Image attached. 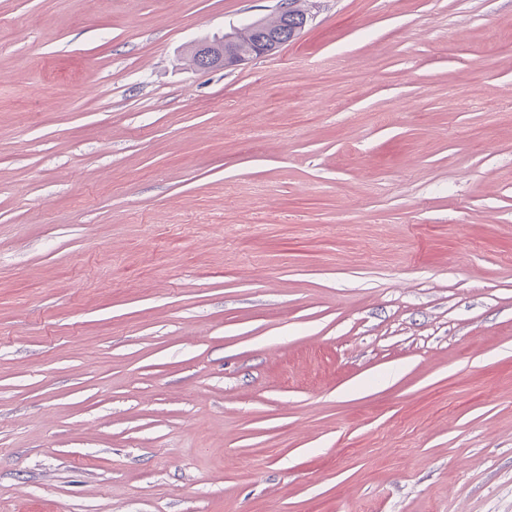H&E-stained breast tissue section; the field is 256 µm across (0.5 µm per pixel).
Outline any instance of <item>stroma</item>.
I'll return each instance as SVG.
<instances>
[{
	"label": "stroma",
	"mask_w": 512,
	"mask_h": 512,
	"mask_svg": "<svg viewBox=\"0 0 512 512\" xmlns=\"http://www.w3.org/2000/svg\"><path fill=\"white\" fill-rule=\"evenodd\" d=\"M280 3L0 0V512H512V0ZM292 7L290 3L282 1L279 12H288L252 21L242 28L234 30L231 33L232 40L226 44L227 52L245 53L251 49L256 41L265 38L277 43L274 51L276 53L280 47L295 40L303 31L301 28L297 30L298 33L293 39H289V35L294 32V28L302 25L300 15L303 11V5ZM272 54L271 43L262 42L258 43L257 47L248 55L239 54L238 56H232L224 53V38L206 43H198L192 49V57L200 62L213 66V68L240 66L252 61L255 56L265 57ZM194 58L192 61L196 66Z\"/></svg>",
	"instance_id": "1"
}]
</instances>
